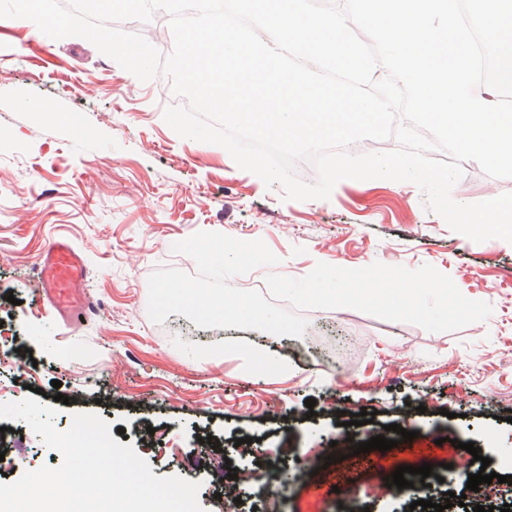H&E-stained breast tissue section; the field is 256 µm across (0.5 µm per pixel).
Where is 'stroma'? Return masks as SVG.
I'll list each match as a JSON object with an SVG mask.
<instances>
[{
  "label": "stroma",
  "instance_id": "obj_1",
  "mask_svg": "<svg viewBox=\"0 0 512 512\" xmlns=\"http://www.w3.org/2000/svg\"><path fill=\"white\" fill-rule=\"evenodd\" d=\"M170 95L166 75L139 81L84 38L55 40L0 18V301L16 298L5 326L37 361L20 375L0 369V401L23 400L32 387L44 405L69 397L52 419L57 430L73 412L98 413L124 429L155 476L200 482L205 512H337L325 473H304L307 460L332 455L334 470H345L349 432L368 439L394 423L414 439L380 452L369 481L351 487L349 512H407L412 496L385 481L401 465L431 464L440 477L432 495L443 502L458 489L449 467L463 442L512 475V243L450 230L410 182L345 179L329 199L284 200L281 186L266 188L223 147L179 137L163 120ZM505 192L512 178L472 162L452 196L474 203ZM199 231L260 239L278 257L274 268L232 278L238 288L270 272L300 278L319 262L429 264L493 312L430 333L349 308L309 310L300 338L199 328L178 314L152 322L149 275L196 274L172 246ZM58 234L83 252L97 302L74 326L55 320L38 292L39 256ZM256 347L285 355L287 368L255 366ZM363 410L373 423L344 427L346 414ZM0 424L11 430L8 481L60 464L25 422ZM149 426L160 431L151 442ZM208 434L239 471L253 470L258 453L288 482L226 484L205 465L199 439Z\"/></svg>",
  "mask_w": 512,
  "mask_h": 512
}]
</instances>
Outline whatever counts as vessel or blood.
Wrapping results in <instances>:
<instances>
[{
  "instance_id": "b4317fda",
  "label": "vessel or blood",
  "mask_w": 512,
  "mask_h": 512,
  "mask_svg": "<svg viewBox=\"0 0 512 512\" xmlns=\"http://www.w3.org/2000/svg\"><path fill=\"white\" fill-rule=\"evenodd\" d=\"M39 283L49 307L67 324L86 319L95 308L85 259L66 237H56L41 254Z\"/></svg>"
}]
</instances>
